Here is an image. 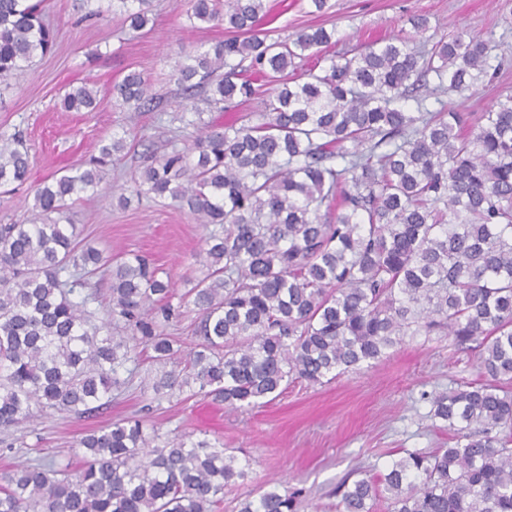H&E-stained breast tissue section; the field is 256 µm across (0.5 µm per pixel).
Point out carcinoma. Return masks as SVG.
Segmentation results:
<instances>
[{
  "label": "carcinoma",
  "instance_id": "1",
  "mask_svg": "<svg viewBox=\"0 0 512 512\" xmlns=\"http://www.w3.org/2000/svg\"><path fill=\"white\" fill-rule=\"evenodd\" d=\"M119 9L130 28L149 22V0H80ZM190 22L235 33L175 65L184 94L201 97L187 124L201 133L185 150L143 157L136 196L170 197L209 228L207 273L191 290L202 343L183 355L156 330L172 312L171 283L139 255L112 269V315L130 336L98 325L71 299L70 270L94 273L102 252L80 245L69 202L95 191L100 172L124 150L112 138L89 167L34 193L27 224H0V428L33 408L84 415L126 380L137 346L161 366L154 394L198 391L233 409L251 408L295 377L320 384L379 361L407 336L448 335L479 344L483 383L432 400L433 417L455 433L434 452L407 451L377 478L344 480L340 512H512V95L484 112L405 111L427 86L465 90L492 77L491 42L466 32L431 47L414 34L328 53L337 30H302L270 41L265 0H182ZM43 0H0V86L55 45ZM327 52L320 72H299L306 52ZM276 82L261 93L242 78ZM112 93L136 107L152 100L128 73ZM260 97L231 124L206 111ZM97 94L66 92L64 112H91ZM22 135L0 140V188L28 178ZM172 368H167V365ZM76 470L53 460L0 473V512H212L224 487L246 471L224 443L190 434L159 440L139 420L94 430L79 441ZM302 491L273 485L238 512H297Z\"/></svg>",
  "mask_w": 512,
  "mask_h": 512
}]
</instances>
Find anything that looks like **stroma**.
Here are the masks:
<instances>
[{"label":"stroma","instance_id":"obj_1","mask_svg":"<svg viewBox=\"0 0 512 512\" xmlns=\"http://www.w3.org/2000/svg\"><path fill=\"white\" fill-rule=\"evenodd\" d=\"M266 6L265 29L273 41L309 27H333L337 50L346 51L410 30L415 16L428 21L420 39L429 45L461 30L493 41L500 64L493 81L464 91H419L406 99L409 111L445 106L482 112L512 94V0H327L320 12L307 0H266ZM79 16V0H46L45 18L59 31L55 48L0 91V139L22 133L31 161L28 181L0 194V224L27 222L39 184L86 167L98 141L124 138L119 159L106 167L96 192L82 194L69 217L81 239L110 264L143 254L170 279L179 311L159 321L158 329L186 352L199 342L198 310L188 292L207 271V230L173 199L133 196L123 204L118 190L132 188L144 153L159 155L192 143L196 128L180 122L192 102L175 82L173 68L183 54L205 50L229 32L220 25H190L175 0H152V20L138 31L117 12L91 22ZM132 71L148 81L158 109H138L113 97L111 86ZM84 84L96 89L97 109L61 111V96ZM477 358L472 343L409 336L387 358L321 385L290 380L270 403L233 411L201 393L155 399L151 386L158 367L143 352L129 367L126 387L99 410L85 416L38 411L26 424L0 430V470L39 456L79 466L84 457L76 447L87 433L138 419L164 436L222 440L248 463L246 477L225 489L220 512H235L241 499L256 496L270 481L303 491L299 512H335L345 479L386 473L407 450L452 446L451 432L432 416V400L478 381Z\"/></svg>","mask_w":512,"mask_h":512}]
</instances>
